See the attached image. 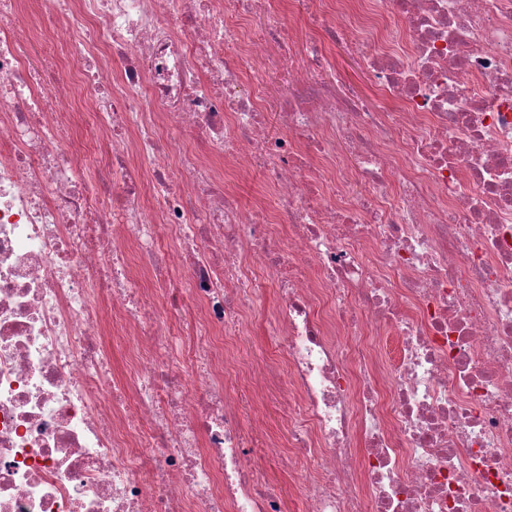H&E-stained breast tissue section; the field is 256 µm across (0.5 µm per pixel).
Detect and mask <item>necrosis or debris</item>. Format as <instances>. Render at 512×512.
<instances>
[{
	"label": "necrosis or debris",
	"mask_w": 512,
	"mask_h": 512,
	"mask_svg": "<svg viewBox=\"0 0 512 512\" xmlns=\"http://www.w3.org/2000/svg\"><path fill=\"white\" fill-rule=\"evenodd\" d=\"M256 3L26 0L78 30L48 89L0 19V512H281L224 383L264 288L302 512H512V0H317L274 117ZM327 52L331 58H334L336 68L339 70L345 81L357 85L369 97H373L369 75L365 70L363 63L353 57L347 48L339 44H330L327 47Z\"/></svg>",
	"instance_id": "1"
}]
</instances>
